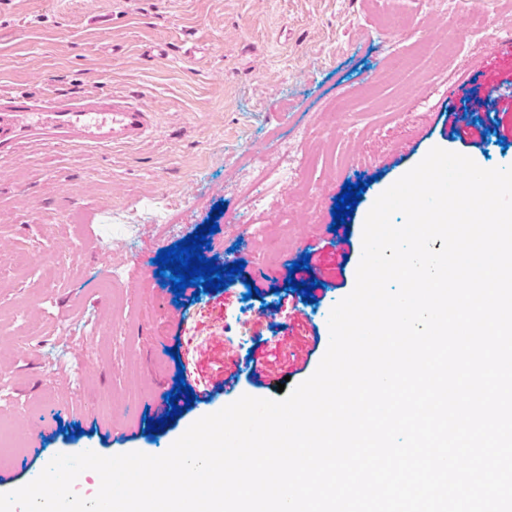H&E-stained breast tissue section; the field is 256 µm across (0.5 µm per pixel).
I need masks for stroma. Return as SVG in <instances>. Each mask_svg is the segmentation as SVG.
Wrapping results in <instances>:
<instances>
[{
  "label": "stroma",
  "mask_w": 512,
  "mask_h": 512,
  "mask_svg": "<svg viewBox=\"0 0 512 512\" xmlns=\"http://www.w3.org/2000/svg\"><path fill=\"white\" fill-rule=\"evenodd\" d=\"M448 38L441 0H0V95L125 96L154 114L143 141L111 147L24 145L0 160V377L24 412L0 409V493L33 481L53 457L163 454L203 416L244 395L278 398L280 385L222 381L249 352L277 350L286 388L308 379L330 341L332 308L354 288L363 228L376 199L431 148L486 167L512 166V97L476 108L512 82L505 41L449 53L453 91L429 96L414 121L403 109L426 95L429 76L387 69L416 38ZM475 119L465 139L448 136L451 115ZM311 163L247 211L243 161L274 163L272 146L303 150ZM368 185L349 231H331L345 182ZM179 205L164 232L154 214ZM225 209L209 237L218 264L266 266L248 297L244 276L221 291L176 305L156 276L159 250L190 236L216 203ZM294 221L281 223L284 210ZM133 212L137 221L121 223ZM282 246L260 254L253 224ZM318 244L328 271L312 302L283 288L305 243ZM119 291L107 288L112 269ZM184 373L198 399L147 436L143 416ZM110 394L111 408L99 407ZM79 424L80 436L63 430Z\"/></svg>",
  "instance_id": "obj_1"
}]
</instances>
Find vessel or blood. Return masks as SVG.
Returning <instances> with one entry per match:
<instances>
[{
	"label": "vessel or blood",
	"instance_id": "b4317fda",
	"mask_svg": "<svg viewBox=\"0 0 512 512\" xmlns=\"http://www.w3.org/2000/svg\"><path fill=\"white\" fill-rule=\"evenodd\" d=\"M153 114L122 96L37 98L0 96V159L22 144L77 142L95 146L133 144L149 137Z\"/></svg>",
	"mask_w": 512,
	"mask_h": 512
}]
</instances>
